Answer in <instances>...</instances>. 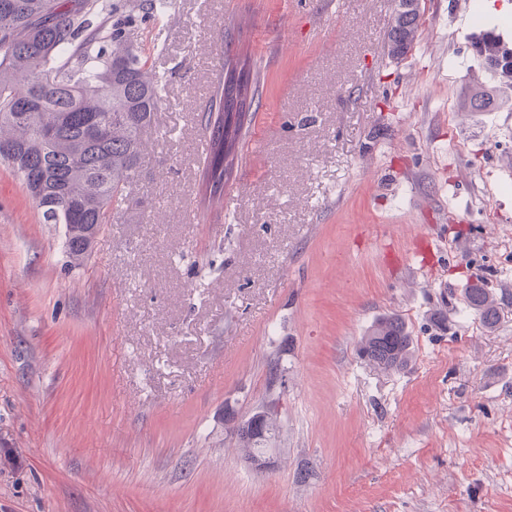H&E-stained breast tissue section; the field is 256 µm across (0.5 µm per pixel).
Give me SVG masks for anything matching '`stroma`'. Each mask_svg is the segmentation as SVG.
Masks as SVG:
<instances>
[{
    "instance_id": "stroma-1",
    "label": "stroma",
    "mask_w": 512,
    "mask_h": 512,
    "mask_svg": "<svg viewBox=\"0 0 512 512\" xmlns=\"http://www.w3.org/2000/svg\"><path fill=\"white\" fill-rule=\"evenodd\" d=\"M487 3L425 0L400 61L396 0H176L133 28L164 103L82 269L0 165V512H512V302L489 330L463 300L512 295V95L471 46L512 19ZM229 35L259 93L223 209L187 224ZM393 314L415 356L385 374L357 348ZM264 406L260 472L234 429ZM420 15H412L402 20L396 27L391 26L387 33L388 50L392 58L407 54L418 37Z\"/></svg>"
}]
</instances>
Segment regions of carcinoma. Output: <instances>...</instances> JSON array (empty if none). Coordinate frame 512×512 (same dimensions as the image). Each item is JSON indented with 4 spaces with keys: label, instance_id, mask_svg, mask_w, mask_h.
<instances>
[{
    "label": "carcinoma",
    "instance_id": "carcinoma-1",
    "mask_svg": "<svg viewBox=\"0 0 512 512\" xmlns=\"http://www.w3.org/2000/svg\"><path fill=\"white\" fill-rule=\"evenodd\" d=\"M175 0H0V164L22 182L43 223L61 224L69 266L90 258L105 225L131 202L128 188L142 173L143 133L162 105V80L125 27L121 9L159 22ZM420 16L387 33L391 57L407 54L418 37ZM477 56L512 90V47L489 30L471 42ZM258 94L250 57L224 51V81L201 117L213 140L202 171L203 200L221 196L224 175ZM56 199L57 205L44 206ZM466 308L493 329L501 302L488 288L467 290ZM362 358L383 373H402L412 362L413 340L401 318L386 316L360 340ZM276 422L269 411L238 428L239 447L251 461Z\"/></svg>",
    "mask_w": 512,
    "mask_h": 512
}]
</instances>
